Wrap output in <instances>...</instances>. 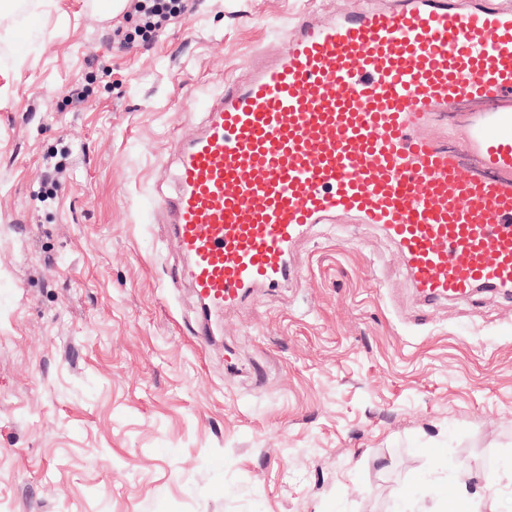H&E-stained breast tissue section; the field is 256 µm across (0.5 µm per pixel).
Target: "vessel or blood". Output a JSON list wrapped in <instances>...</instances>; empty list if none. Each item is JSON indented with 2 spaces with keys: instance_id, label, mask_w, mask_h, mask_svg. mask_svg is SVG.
<instances>
[{
  "instance_id": "1",
  "label": "vessel or blood",
  "mask_w": 512,
  "mask_h": 512,
  "mask_svg": "<svg viewBox=\"0 0 512 512\" xmlns=\"http://www.w3.org/2000/svg\"><path fill=\"white\" fill-rule=\"evenodd\" d=\"M167 214L177 273L214 318L297 278L294 248L336 217L376 227L424 306L512 297V12L391 0L320 23L225 80L179 145Z\"/></svg>"
}]
</instances>
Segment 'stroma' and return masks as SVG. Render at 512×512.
<instances>
[{
  "instance_id": "obj_1",
  "label": "stroma",
  "mask_w": 512,
  "mask_h": 512,
  "mask_svg": "<svg viewBox=\"0 0 512 512\" xmlns=\"http://www.w3.org/2000/svg\"><path fill=\"white\" fill-rule=\"evenodd\" d=\"M100 3L0 6V512H512V299L420 309L378 230L321 224L204 347L145 206L226 78L364 0H190L149 44Z\"/></svg>"
}]
</instances>
